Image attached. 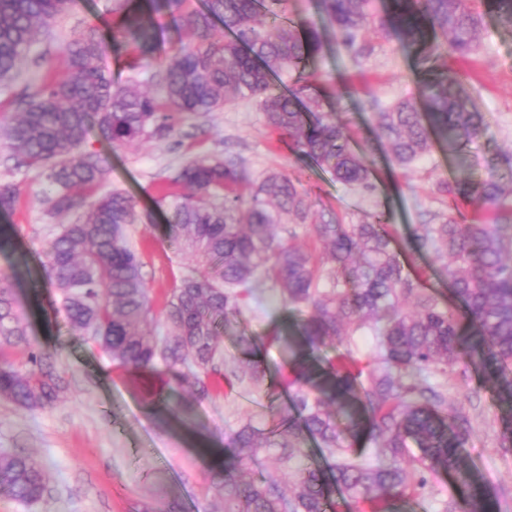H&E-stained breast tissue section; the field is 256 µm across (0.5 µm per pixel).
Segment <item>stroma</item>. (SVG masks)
Returning <instances> with one entry per match:
<instances>
[{"mask_svg": "<svg viewBox=\"0 0 512 512\" xmlns=\"http://www.w3.org/2000/svg\"><path fill=\"white\" fill-rule=\"evenodd\" d=\"M115 0H77L30 46L22 78L0 85V119L14 117L26 89L39 86L63 69L65 41L90 26L104 38L113 35ZM289 16L319 27L323 49L306 71L330 93L327 106L372 171L374 189L363 194L337 182L333 173L295 153L286 136L269 128L257 104L241 101L203 116L189 115L172 138L149 140L112 150L97 132L88 144L108 161L111 182L126 189L138 209L151 213L147 224L134 225L133 240L143 254L142 273L155 309H162L174 282L194 262L171 242L167 209L158 202V187L192 157L239 156L250 180L268 172L300 174L313 209L330 210L352 224L378 214L409 263L422 273L421 284L441 306H454L439 264L413 249L409 232L425 211L441 212L448 197L439 182H477L496 174L512 188V172L501 166L503 152L512 150V25L496 13L483 14L478 53L460 64L463 85L475 109L485 117L478 139L463 152L449 153L434 142L428 155L411 171L393 166L385 140L376 138L374 113L403 100L418 98L424 73L413 54L397 39L369 34L373 52L365 58L348 53L325 20L319 0H288ZM22 194L13 213L0 214V227L13 240L0 253V274H17L18 299L31 336L54 351L70 387L56 406L28 411L0 399V452L29 456L50 476L43 499L24 505L0 496V512H221L222 505L207 489L206 475L221 460L220 447L242 423H260L288 410V395L277 383L287 372L285 337L289 319L280 294L258 280L253 297L237 325L222 341L229 366L259 362L265 386H240L227 398L190 402V416L179 421L177 402L155 404L146 389L153 377L133 374L95 342L73 333L57 300L45 250L56 224L71 215L49 218L42 204L53 191L38 171L21 177ZM259 336L260 344L242 350L240 330ZM468 383H447L448 411L466 415L473 434L464 453L497 501L495 512H512V451L503 448L500 410L491 389L482 387L476 370ZM463 512V497L452 474L430 475L423 494L397 500L394 512Z\"/></svg>", "mask_w": 512, "mask_h": 512, "instance_id": "1", "label": "stroma"}]
</instances>
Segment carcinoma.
<instances>
[{
    "label": "carcinoma",
    "mask_w": 512,
    "mask_h": 512,
    "mask_svg": "<svg viewBox=\"0 0 512 512\" xmlns=\"http://www.w3.org/2000/svg\"><path fill=\"white\" fill-rule=\"evenodd\" d=\"M481 4L512 24V0H392L389 13L373 0H321L328 22L356 57L371 52L366 33L397 38L413 50L425 79L421 100L400 101L375 113L378 136L392 162L409 168L437 135L460 152L484 128L472 109L461 74L448 61L477 50ZM74 0H0V81L16 79L29 46L65 15ZM125 12L108 43L97 28L68 41L65 70L27 94L21 112L0 126V212L15 211L20 185L14 171L36 170L52 183L46 214H75L49 241L46 257L70 329L87 336L132 370L168 376L171 390L188 388L207 399L233 382L259 387L264 369L253 362L238 373L226 367L219 337L238 319L260 278L279 290L301 315L292 342V379L284 382L297 417L270 426L241 425L209 469V491L224 512H282L273 482L242 477L256 453L283 466L314 438L333 461L328 473L300 469L292 512L388 510L406 490L421 492L426 474L443 469L467 489L465 512H491L492 500L463 454L467 421L446 412L436 377L462 362L476 363L506 408L503 447L512 446V205L503 185L438 183L448 194L439 222L415 224L420 251L442 261L451 294L464 304V320L439 306L406 270L393 234L373 215L343 224L331 212H314L297 176L269 173L253 184L237 162L220 157L188 160L171 178L184 188L171 206V241L196 266L171 289L155 321L141 254L128 228L144 222L134 198L104 189L110 169L87 147L90 128L112 148L174 134L184 115L216 112L244 98L258 101L267 125L288 136L297 154L330 170L336 181L372 189L370 171L351 149L343 127L323 111L325 98L305 74L323 48L319 29L288 17L286 0H118ZM166 12L176 30L196 43L182 47L158 73L160 91L143 92L133 79L118 83L103 64L112 47L135 53L131 67L153 63L159 34L152 15ZM494 214L461 222L460 205ZM289 225L287 235L275 229ZM302 227L322 256L297 246ZM376 337L367 370L348 364L359 331ZM55 354L30 336L17 307L12 279L0 276V398L37 410L56 406L68 381ZM373 443L355 455L360 437ZM420 451L409 454V443ZM49 477L31 458L0 452V496L40 501ZM340 500L331 499L332 489Z\"/></svg>",
    "instance_id": "obj_1"
}]
</instances>
